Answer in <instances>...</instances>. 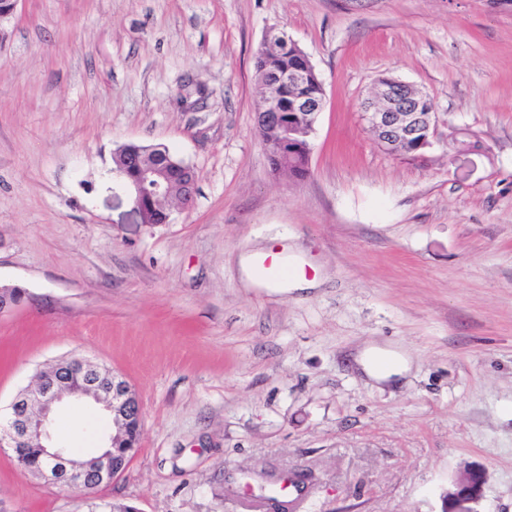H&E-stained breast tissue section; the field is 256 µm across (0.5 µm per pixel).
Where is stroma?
I'll return each mask as SVG.
<instances>
[{
	"label": "stroma",
	"instance_id": "stroma-1",
	"mask_svg": "<svg viewBox=\"0 0 512 512\" xmlns=\"http://www.w3.org/2000/svg\"><path fill=\"white\" fill-rule=\"evenodd\" d=\"M272 28L325 89L302 179L270 168L254 124ZM386 75L433 101L421 154L363 119ZM130 142L195 169L171 223L134 213L112 161ZM274 252L314 287L250 284ZM0 283L25 292L0 313V422L72 356L140 400L138 450L97 499L441 512L480 468L478 512H512V0H20L0 40ZM372 346L411 356L399 385L353 368ZM111 431L86 402L55 424L80 449ZM87 498L0 450V512Z\"/></svg>",
	"mask_w": 512,
	"mask_h": 512
}]
</instances>
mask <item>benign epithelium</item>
Wrapping results in <instances>:
<instances>
[{
    "label": "benign epithelium",
    "instance_id": "7a95c632",
    "mask_svg": "<svg viewBox=\"0 0 512 512\" xmlns=\"http://www.w3.org/2000/svg\"><path fill=\"white\" fill-rule=\"evenodd\" d=\"M272 95L267 106L255 113L257 129L279 130L285 126V113L279 111L277 90L288 86L299 88L307 81V70L300 68L266 74ZM325 107V98L297 94L290 102L293 125L283 146H297L311 154V138L318 115ZM364 119L379 146L396 153L404 147L420 154L434 143L437 120L434 105L427 94L413 85L393 77L378 80L373 98L364 106ZM303 134L299 142L294 135ZM118 172L131 192L133 208L146 220L147 204L169 196L172 186L179 184L177 204L193 205L197 189L194 169L164 146L154 151L131 149L118 164ZM70 399H89L102 406L112 419L108 441L119 447L122 431L134 419H141L140 401L126 380L107 373L98 364L86 359L71 358L56 370L38 380L15 397L10 405L7 426L0 430V447L27 448L35 445L43 451L39 476L63 487L78 489L108 484L122 474L126 465L115 454L96 451L83 455L70 448L49 444L50 429L60 407ZM485 473L470 469L454 482V491L442 496L449 502L446 512H477L474 505L482 498Z\"/></svg>",
    "mask_w": 512,
    "mask_h": 512
}]
</instances>
